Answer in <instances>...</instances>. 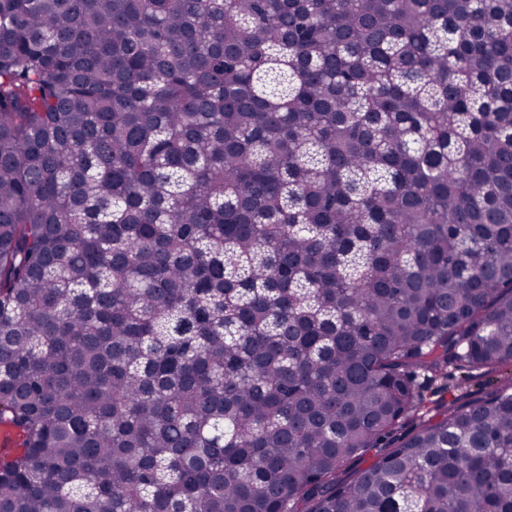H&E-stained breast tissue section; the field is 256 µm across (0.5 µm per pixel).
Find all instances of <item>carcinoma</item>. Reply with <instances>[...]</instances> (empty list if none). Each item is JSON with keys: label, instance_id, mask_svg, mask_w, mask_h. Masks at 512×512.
<instances>
[{"label": "carcinoma", "instance_id": "obj_1", "mask_svg": "<svg viewBox=\"0 0 512 512\" xmlns=\"http://www.w3.org/2000/svg\"><path fill=\"white\" fill-rule=\"evenodd\" d=\"M508 364L512 0H0V512H512ZM512 367L505 365L491 374L468 372L448 368V392L433 394V386L422 383L424 394L431 399L441 400L448 408L466 402L485 400L499 387L511 382Z\"/></svg>", "mask_w": 512, "mask_h": 512}]
</instances>
